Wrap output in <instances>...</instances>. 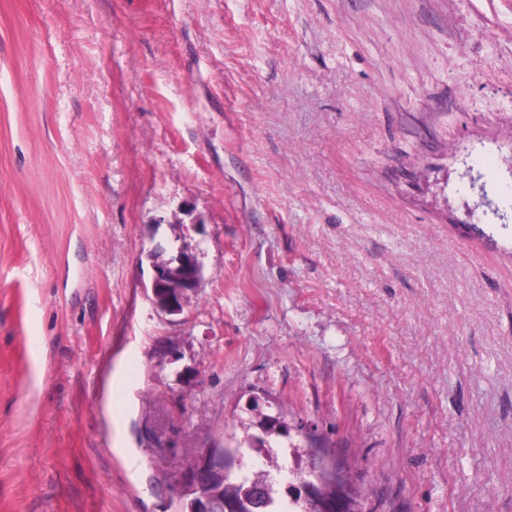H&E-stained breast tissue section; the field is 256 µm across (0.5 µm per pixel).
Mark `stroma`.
Masks as SVG:
<instances>
[{
	"label": "stroma",
	"mask_w": 512,
	"mask_h": 512,
	"mask_svg": "<svg viewBox=\"0 0 512 512\" xmlns=\"http://www.w3.org/2000/svg\"><path fill=\"white\" fill-rule=\"evenodd\" d=\"M259 437L512 512V0H0V512H177ZM175 239L170 247L168 259L159 260L155 250L153 258L154 278L152 282V304L166 314H177L182 310L186 293L197 288L202 279V270L195 252L188 245L177 244Z\"/></svg>",
	"instance_id": "35a3bbf8"
}]
</instances>
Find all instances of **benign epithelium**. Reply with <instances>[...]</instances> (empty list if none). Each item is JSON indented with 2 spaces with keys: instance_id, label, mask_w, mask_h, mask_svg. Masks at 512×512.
Wrapping results in <instances>:
<instances>
[{
  "instance_id": "1",
  "label": "benign epithelium",
  "mask_w": 512,
  "mask_h": 512,
  "mask_svg": "<svg viewBox=\"0 0 512 512\" xmlns=\"http://www.w3.org/2000/svg\"><path fill=\"white\" fill-rule=\"evenodd\" d=\"M153 258L154 278L152 282V304L166 314H177L182 310L186 293L196 288L202 279V270L195 252L185 244L174 243L167 259ZM224 478V449L206 448L182 473L178 482L179 499L185 494L203 489Z\"/></svg>"
}]
</instances>
